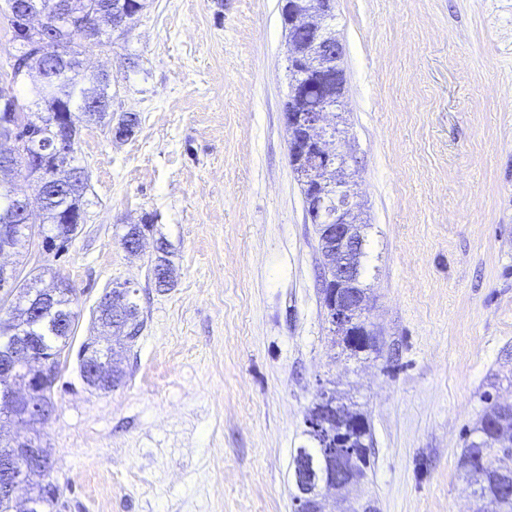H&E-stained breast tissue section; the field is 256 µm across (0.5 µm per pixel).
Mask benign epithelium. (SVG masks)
I'll use <instances>...</instances> for the list:
<instances>
[{"instance_id":"7a95c632","label":"benign epithelium","mask_w":512,"mask_h":512,"mask_svg":"<svg viewBox=\"0 0 512 512\" xmlns=\"http://www.w3.org/2000/svg\"><path fill=\"white\" fill-rule=\"evenodd\" d=\"M332 2L316 0L310 12L306 29L312 37H301L303 29L290 17L286 24V60L288 72L324 74L336 69L342 75L341 60L344 48L333 28L329 26ZM29 13L30 52L40 56L47 53L46 33L55 37V56L59 64H68L63 46L73 27L72 12L58 8L50 13L32 6ZM343 92L336 93V106L325 105L313 112L284 113L286 128L300 126L307 131L306 157L311 167L299 172L303 190L313 199V216L316 223L325 228L330 238V250L326 273L330 274L335 287L329 290L326 314L341 335L351 337L350 348L359 353L377 346L371 337L369 306L366 289L362 287L363 267L357 265L356 255L364 245L362 202L355 191L353 158L343 150ZM40 125V115L22 112L16 118L0 122V178L11 179L22 171L28 179L39 180L42 157L53 156L55 162L71 168V142L75 140L74 127H69L51 145L44 141L22 139L18 136L20 124ZM21 223L0 227V291L10 293L16 284V268L1 261V257L15 252L16 239L25 235H39L40 227L30 222V215L38 207L35 200L24 196L17 203ZM51 300V292L41 289L15 307L27 313ZM0 330L17 338L10 349L0 351V418L22 426L26 433L4 442L0 457V507L6 512H38L37 497L26 493L50 462L48 448L36 435L43 423L45 411L38 397L41 385L48 377L43 369L34 366L35 351L24 341L25 323L17 319H3ZM111 359L78 361V371L87 389L99 390ZM336 403V392L322 390L317 396L316 409L306 419V427L327 449L331 466L315 472L312 464L304 462L294 471L296 483V512H335L327 507L328 495L347 496L354 482L343 474L352 471L353 452L341 449L342 443L332 429L336 413H326V407Z\"/></svg>"}]
</instances>
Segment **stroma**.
Instances as JSON below:
<instances>
[{"label":"stroma","mask_w":512,"mask_h":512,"mask_svg":"<svg viewBox=\"0 0 512 512\" xmlns=\"http://www.w3.org/2000/svg\"><path fill=\"white\" fill-rule=\"evenodd\" d=\"M378 352L332 343L321 255L288 154L279 0H146L86 71L112 77L115 140L81 127L86 221L24 250L77 289L41 431L54 512H293L291 453L320 388L368 415L380 512H471L457 459L485 393L512 400V0H334ZM146 224L130 256L126 225ZM175 268L156 287L158 240ZM144 321L108 393L81 344L103 292Z\"/></svg>","instance_id":"1"}]
</instances>
